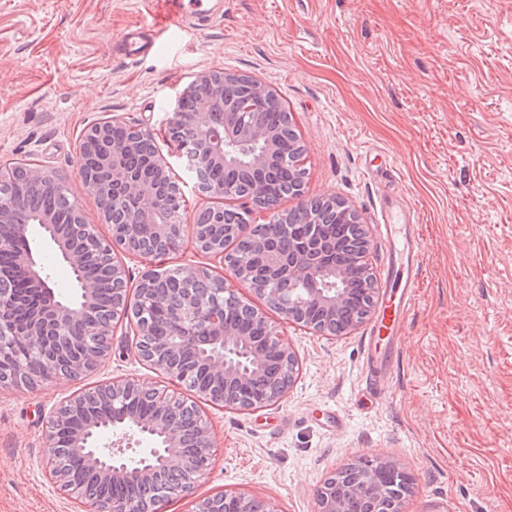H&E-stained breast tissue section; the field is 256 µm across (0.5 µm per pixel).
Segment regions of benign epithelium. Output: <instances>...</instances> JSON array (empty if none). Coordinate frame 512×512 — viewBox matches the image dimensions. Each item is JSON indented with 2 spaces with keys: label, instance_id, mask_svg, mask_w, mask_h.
Listing matches in <instances>:
<instances>
[{
  "label": "benign epithelium",
  "instance_id": "benign-epithelium-1",
  "mask_svg": "<svg viewBox=\"0 0 512 512\" xmlns=\"http://www.w3.org/2000/svg\"><path fill=\"white\" fill-rule=\"evenodd\" d=\"M240 75L224 70L199 74L188 94L196 95L194 112L188 114L184 128L192 146L196 168L202 174L197 188L202 193L233 196L231 184L214 186L203 179L213 168H225L234 160L231 149L237 142L228 139L224 131L239 127L241 142L259 144L260 152L253 154L250 165H265L277 150L273 130L257 121L239 119V113L224 111V103ZM250 108H266L281 103L279 96L266 84L251 80ZM153 133L144 128L126 124L117 118H107L88 127L81 138L79 154L80 177L93 192L110 183L116 188L112 203L128 211V223L119 234L110 239H98L94 248L76 245L71 228L60 224L56 215L46 212L36 222L45 231V240L54 254L77 276L78 305L61 296L50 286V274L31 246L29 224L19 215L21 200L4 187L0 178V254L11 259V270L0 275V367H7L18 376L29 375L31 362L19 360L4 350V342L27 352L37 351L38 381L51 382L64 377L59 362L73 353L81 354L73 363L70 375L95 370L106 359L111 348L98 349L83 336V322L99 305V280L83 275L94 261L93 249L115 253L120 248L128 255L142 258L148 248L164 239L171 223L174 205L181 199L179 185L173 186L169 197L156 193L154 184L125 170L117 161L124 147L140 144L152 152V168L158 181L172 182L165 158L152 145ZM17 175L31 186L41 189L54 184L51 175L39 167H23ZM213 213L206 209L193 225L194 243L198 251L218 256L225 263L238 287L262 296L289 323L307 328L318 335L344 334L355 327L350 323L336 328L345 300L339 288H321L319 282L327 272L343 279V270H329L322 260L327 251L313 250L308 244L318 236L317 225H310L304 236L293 233L288 223V212L276 208L268 210L269 225L273 226L284 246L271 249L255 237L257 225L251 223L253 208L246 205L239 212L240 223H207ZM243 230L247 240L259 252L270 270V279L258 278L246 261L224 253L217 244ZM115 282L117 296L112 312L101 325L105 337L112 336L114 321L126 320L128 334L134 336L135 348L142 361L182 384H193L201 377L207 385L198 395L208 402L234 410L265 407L283 399L291 387L297 370V357L278 329L266 323L267 335L260 343L241 336L227 320L224 294L230 292L222 278L188 269L178 270L186 285L178 298L156 288L165 273L148 268L142 272L135 290L128 292L127 269L116 261L108 270ZM28 300L29 316L17 322L5 314L19 298ZM165 318L182 337L185 348H177L164 341L156 351L142 345L151 335L153 323ZM274 355L289 367L285 381L272 395L250 398L246 389L256 370L266 357ZM139 391L156 404V413L141 418L128 410L118 411L115 403L128 394ZM102 395L109 402L108 415L99 419H82L87 402L77 394L54 410L49 420L48 441L59 440V433L69 436L67 451L78 457L81 468L65 469L61 453L52 446L47 449L50 474L65 491L75 494L94 506L93 512H156L157 502L167 495L191 487L197 477L211 465L212 433L209 424L195 415L197 424L196 447L188 450L181 443V421L178 412L193 410L183 401L165 392L150 389L132 379H114L103 384ZM364 480L347 486L341 493L324 489L318 498L317 512H349L352 502L366 490L384 497L387 481L405 472L394 462L363 461ZM90 474L104 485L130 484L142 488V493L127 499H114L102 504L85 481ZM278 512L269 501L244 494L220 492L196 503L193 512Z\"/></svg>",
  "mask_w": 512,
  "mask_h": 512
}]
</instances>
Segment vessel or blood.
I'll use <instances>...</instances> for the list:
<instances>
[{
  "label": "vessel or blood",
  "mask_w": 512,
  "mask_h": 512,
  "mask_svg": "<svg viewBox=\"0 0 512 512\" xmlns=\"http://www.w3.org/2000/svg\"><path fill=\"white\" fill-rule=\"evenodd\" d=\"M383 227L390 243L393 266L389 274V293L368 341L367 362L376 372L387 371L393 364L405 315L415 296L421 273L416 227L407 222L403 209L390 200L385 203Z\"/></svg>",
  "instance_id": "b4317fda"
}]
</instances>
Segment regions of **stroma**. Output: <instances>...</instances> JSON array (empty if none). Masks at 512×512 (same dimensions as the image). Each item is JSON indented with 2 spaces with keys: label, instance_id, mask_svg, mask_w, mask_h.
Returning <instances> with one entry per match:
<instances>
[{
  "label": "stroma",
  "instance_id": "obj_1",
  "mask_svg": "<svg viewBox=\"0 0 512 512\" xmlns=\"http://www.w3.org/2000/svg\"><path fill=\"white\" fill-rule=\"evenodd\" d=\"M210 4L208 21L178 25L169 0H0V163L45 169L110 236L78 147L87 127L118 117L153 132L188 226L241 202L199 193L171 145L183 90L220 69L265 82L306 149L303 193L282 206L335 196L355 211L371 241L375 304L390 264L383 200H399L419 227L422 274L394 368L371 382L370 321L319 336L253 295L299 371L282 400L236 411L151 368L116 326L95 371L0 387V512H89L49 476V414L115 378L195 404L212 431L210 470L158 512H193L222 491L316 512L325 481L363 458L409 475L402 512H512V0ZM143 22L153 49L117 55Z\"/></svg>",
  "mask_w": 512,
  "mask_h": 512
}]
</instances>
